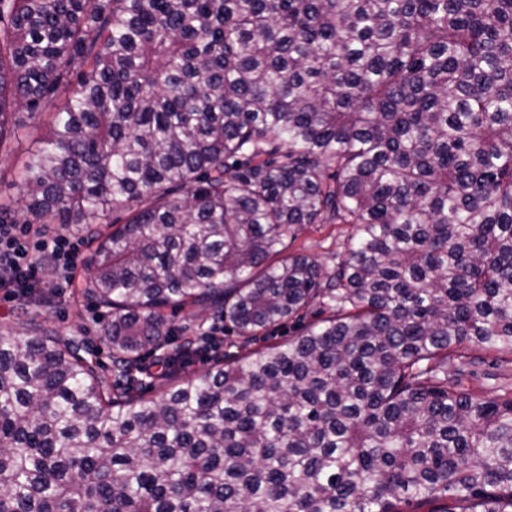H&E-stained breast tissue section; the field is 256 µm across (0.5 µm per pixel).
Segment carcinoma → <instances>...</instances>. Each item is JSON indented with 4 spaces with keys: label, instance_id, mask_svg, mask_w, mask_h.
I'll use <instances>...</instances> for the list:
<instances>
[{
    "label": "carcinoma",
    "instance_id": "cac0c4a2",
    "mask_svg": "<svg viewBox=\"0 0 512 512\" xmlns=\"http://www.w3.org/2000/svg\"><path fill=\"white\" fill-rule=\"evenodd\" d=\"M60 97L25 223L90 225L115 375L0 336V512H512V398L458 385L512 355V0H0V148ZM177 310L302 328L184 374ZM352 224H313L300 228L295 240H288L284 255L302 252L323 266H336L344 255V244L353 233Z\"/></svg>",
    "mask_w": 512,
    "mask_h": 512
}]
</instances>
